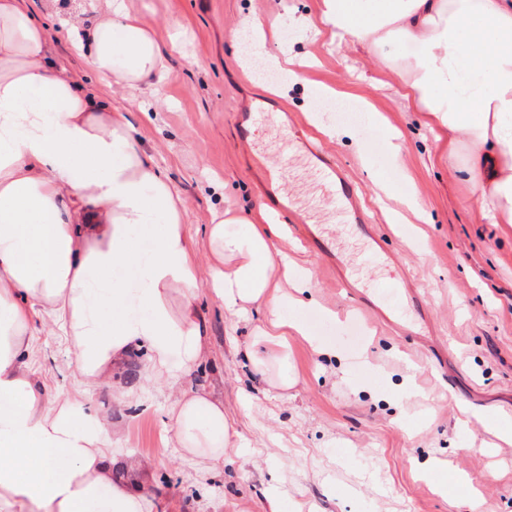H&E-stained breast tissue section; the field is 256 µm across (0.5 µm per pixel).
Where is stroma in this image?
Returning <instances> with one entry per match:
<instances>
[{
  "instance_id": "35a3bbf8",
  "label": "stroma",
  "mask_w": 512,
  "mask_h": 512,
  "mask_svg": "<svg viewBox=\"0 0 512 512\" xmlns=\"http://www.w3.org/2000/svg\"><path fill=\"white\" fill-rule=\"evenodd\" d=\"M143 24L167 38V78L154 92L92 80L74 36L50 22L54 61L126 111L148 155L185 200L200 254L215 212L247 216L269 179L305 221L287 224L279 248L309 277L302 320L333 347L319 356L302 340L288 351L292 387L254 375L244 356L264 312L242 319L201 295L210 350L189 377L213 388L240 434L222 471L199 479L202 457L166 440L170 391L134 354L114 386L91 393L123 429L118 444L140 464L153 512H512V229L482 222L463 174L437 154L423 113L399 98L390 72L368 53L330 44L318 0H128ZM273 23L270 63L250 61L230 31L253 17ZM300 114L306 132L344 164L376 218L380 257L371 261L354 225L311 164L289 155L295 135L263 125L242 144L237 114L258 98ZM353 275L361 287L337 288ZM405 276L409 287L383 291Z\"/></svg>"
}]
</instances>
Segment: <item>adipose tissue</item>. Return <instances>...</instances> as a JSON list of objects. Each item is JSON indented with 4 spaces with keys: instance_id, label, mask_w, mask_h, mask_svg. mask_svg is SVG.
Returning <instances> with one entry per match:
<instances>
[{
    "instance_id": "1",
    "label": "adipose tissue",
    "mask_w": 512,
    "mask_h": 512,
    "mask_svg": "<svg viewBox=\"0 0 512 512\" xmlns=\"http://www.w3.org/2000/svg\"><path fill=\"white\" fill-rule=\"evenodd\" d=\"M44 7L41 21L24 0H0V512H151L137 481L118 475L112 416L90 389L145 354L173 395L169 441L204 450L216 471L233 424L210 390L182 385L207 359L201 293L237 312L265 309L245 347L259 376L292 337L328 347L279 314L271 274L286 257L266 214L242 235L216 214L199 257L184 200L125 112L49 58L47 23L58 19L98 81L135 88L166 76L157 33L122 0H97L90 25L55 0ZM319 17L382 64L389 47H409L391 66L402 98L438 130L440 155L466 149L481 219L512 226V0H319ZM48 326L67 344L72 389L51 390L34 367Z\"/></svg>"
}]
</instances>
